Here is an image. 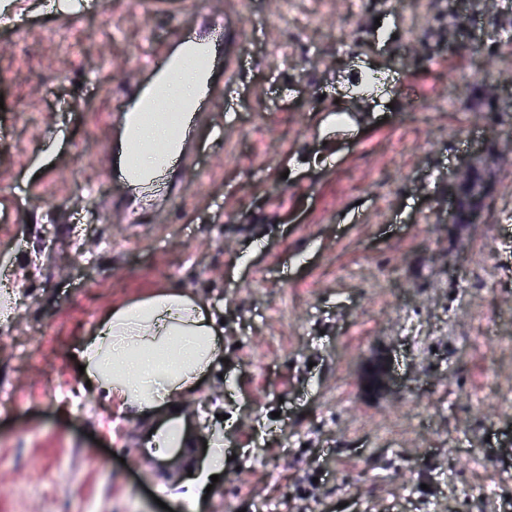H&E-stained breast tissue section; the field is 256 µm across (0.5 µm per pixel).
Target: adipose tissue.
<instances>
[{"label": "adipose tissue", "mask_w": 512, "mask_h": 512, "mask_svg": "<svg viewBox=\"0 0 512 512\" xmlns=\"http://www.w3.org/2000/svg\"><path fill=\"white\" fill-rule=\"evenodd\" d=\"M223 329L209 308L175 288L116 302L99 317L78 352L84 379L113 412L129 419L182 408L223 357Z\"/></svg>", "instance_id": "1"}]
</instances>
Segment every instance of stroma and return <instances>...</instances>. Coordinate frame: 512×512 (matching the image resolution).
Returning a JSON list of instances; mask_svg holds the SVG:
<instances>
[{
  "label": "stroma",
  "instance_id": "stroma-1",
  "mask_svg": "<svg viewBox=\"0 0 512 512\" xmlns=\"http://www.w3.org/2000/svg\"><path fill=\"white\" fill-rule=\"evenodd\" d=\"M384 2L188 0L173 19L147 0H7L0 276L18 295L0 319V395L18 404L0 407V512H512V164L496 158L512 114L469 94L401 115L404 81L450 93L456 61L512 102V0L495 29L463 0L456 44L438 36L448 0ZM228 11L247 32L233 89L174 195L127 223L109 153L151 79L143 54L174 53L172 28L204 22L223 69ZM16 24L31 30L20 44ZM58 24L69 52L40 35ZM369 69L388 85L353 94ZM465 156L485 172L482 221L437 233ZM161 287L224 323V359L187 408L211 418L190 462L149 456L147 423L85 393L76 360L104 308ZM380 355L390 386L365 390ZM216 451L219 480L194 496L188 475Z\"/></svg>",
  "mask_w": 512,
  "mask_h": 512
}]
</instances>
